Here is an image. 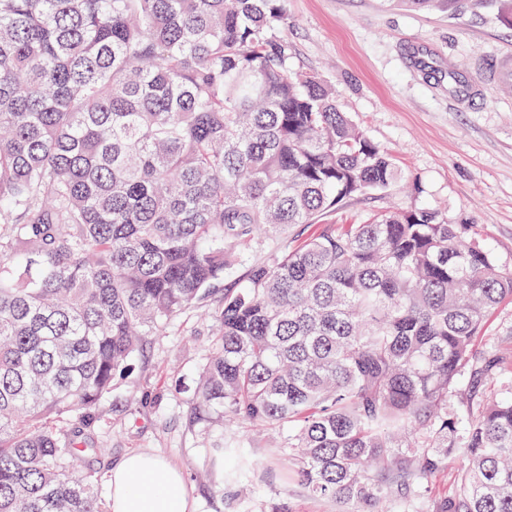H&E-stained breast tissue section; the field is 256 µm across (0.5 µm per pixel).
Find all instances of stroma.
Here are the masks:
<instances>
[{"label":"stroma","instance_id":"obj_1","mask_svg":"<svg viewBox=\"0 0 512 512\" xmlns=\"http://www.w3.org/2000/svg\"><path fill=\"white\" fill-rule=\"evenodd\" d=\"M284 28L289 68L332 85L340 110L393 155L401 178L265 240L254 258L416 204L464 219L469 239L512 269V75L494 69L512 58V25L492 8L453 16L386 0H285ZM207 337L201 310H188L116 377L89 431L103 453L83 463L102 498L112 466L139 449L182 471L198 512H271L283 502L291 512H336L283 478L277 430L197 420ZM239 443L256 463L244 481L226 476L220 453Z\"/></svg>","mask_w":512,"mask_h":512}]
</instances>
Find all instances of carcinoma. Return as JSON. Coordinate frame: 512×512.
<instances>
[{"mask_svg": "<svg viewBox=\"0 0 512 512\" xmlns=\"http://www.w3.org/2000/svg\"><path fill=\"white\" fill-rule=\"evenodd\" d=\"M490 1L512 25V0H403ZM282 2L0 0V512H107L85 430L213 299L196 411L285 430L286 480L341 512H512V333L482 335L512 270L463 220L413 205L252 258L399 177L288 70Z\"/></svg>", "mask_w": 512, "mask_h": 512, "instance_id": "carcinoma-1", "label": "carcinoma"}]
</instances>
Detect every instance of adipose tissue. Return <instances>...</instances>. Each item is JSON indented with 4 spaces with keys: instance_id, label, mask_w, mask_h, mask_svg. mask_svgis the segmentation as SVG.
<instances>
[{
    "instance_id": "obj_1",
    "label": "adipose tissue",
    "mask_w": 512,
    "mask_h": 512,
    "mask_svg": "<svg viewBox=\"0 0 512 512\" xmlns=\"http://www.w3.org/2000/svg\"><path fill=\"white\" fill-rule=\"evenodd\" d=\"M108 512H196L182 474L154 454L133 452L110 472Z\"/></svg>"
}]
</instances>
